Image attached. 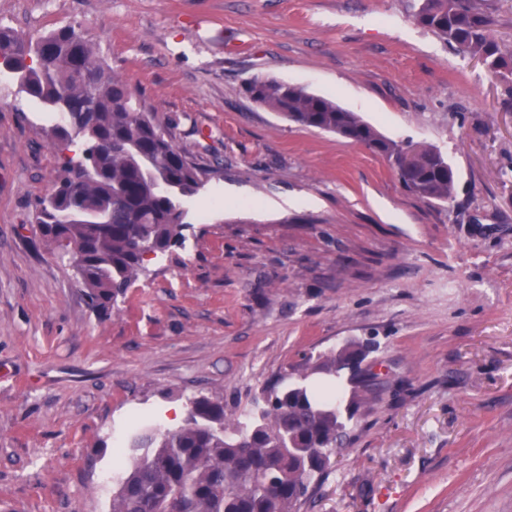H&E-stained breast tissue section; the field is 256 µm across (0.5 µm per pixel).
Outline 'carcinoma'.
Listing matches in <instances>:
<instances>
[{"instance_id": "obj_1", "label": "carcinoma", "mask_w": 512, "mask_h": 512, "mask_svg": "<svg viewBox=\"0 0 512 512\" xmlns=\"http://www.w3.org/2000/svg\"><path fill=\"white\" fill-rule=\"evenodd\" d=\"M491 9V0H417L413 20L481 61L512 94V48L494 38ZM0 64L18 92L60 119L63 169L34 221L46 240L75 252L91 306L113 309L145 256L184 244L182 200L219 169L179 148L73 26L35 41L0 27ZM244 92L304 127L351 136L384 157L415 197L455 200L456 172L437 148L389 139L357 113L277 79L254 77ZM377 351L367 339L308 356L295 378L263 391V406L245 422L228 424L221 400L189 399L181 427L152 428L114 449L133 457L111 512H299L350 437L358 405L386 384L366 363Z\"/></svg>"}]
</instances>
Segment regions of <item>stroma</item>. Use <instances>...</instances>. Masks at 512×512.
I'll list each match as a JSON object with an SVG mask.
<instances>
[{
	"label": "stroma",
	"mask_w": 512,
	"mask_h": 512,
	"mask_svg": "<svg viewBox=\"0 0 512 512\" xmlns=\"http://www.w3.org/2000/svg\"><path fill=\"white\" fill-rule=\"evenodd\" d=\"M76 26L175 142L222 172L184 246L92 310L36 205L53 114L0 67V512H110L114 448L166 409L228 419L305 356L376 337L388 383L300 512H512V96L409 0H0L35 39ZM274 78L439 149L420 200L367 147L250 100Z\"/></svg>",
	"instance_id": "1"
}]
</instances>
